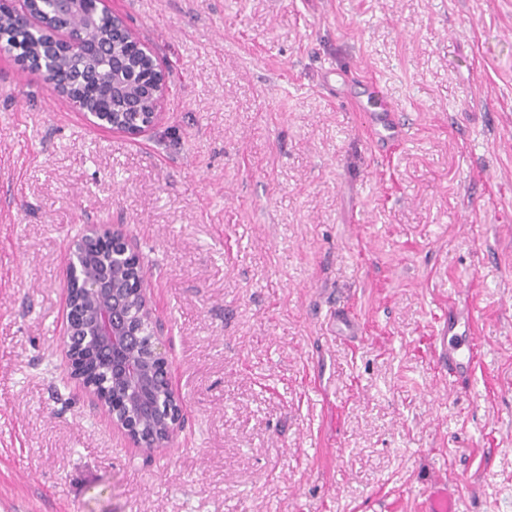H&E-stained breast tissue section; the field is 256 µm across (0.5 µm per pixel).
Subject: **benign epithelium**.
I'll use <instances>...</instances> for the list:
<instances>
[{
	"mask_svg": "<svg viewBox=\"0 0 512 512\" xmlns=\"http://www.w3.org/2000/svg\"><path fill=\"white\" fill-rule=\"evenodd\" d=\"M79 14L94 23L97 15L112 17L114 59L112 96L122 99L109 113L82 105L69 87L56 88L69 107L84 111L93 123L136 139L164 118L162 105L167 74L153 50L110 9L106 0H0V17L24 19L43 33L51 55H88L98 48L84 31L51 27V12ZM112 242V253L102 260L97 278H84L89 249ZM68 288L67 329L64 337L71 377L94 401L108 408L112 425L134 444L150 452L162 448L176 432L182 408L168 381L167 358L161 328L143 288V266L136 243L117 227L86 224L72 239L64 269ZM100 351L112 361V371L125 386L124 396L88 381L73 356L75 347Z\"/></svg>",
	"mask_w": 512,
	"mask_h": 512,
	"instance_id": "7a95c632",
	"label": "benign epithelium"
}]
</instances>
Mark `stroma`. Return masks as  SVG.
Returning a JSON list of instances; mask_svg holds the SVG:
<instances>
[{
  "instance_id": "1",
  "label": "stroma",
  "mask_w": 512,
  "mask_h": 512,
  "mask_svg": "<svg viewBox=\"0 0 512 512\" xmlns=\"http://www.w3.org/2000/svg\"><path fill=\"white\" fill-rule=\"evenodd\" d=\"M108 5L168 74L139 138L0 53V512H420L437 479L512 512V0ZM366 78L386 158L338 98ZM86 224L137 242L164 327L183 418L151 453L70 378ZM369 130L380 153L389 152L404 137V125L398 114L388 108L382 112H369ZM433 347L438 352L439 361L447 371L448 377L460 376L472 372L475 364V345L472 336L467 347V352H459L458 348L448 349V326L443 325L433 336Z\"/></svg>"
}]
</instances>
